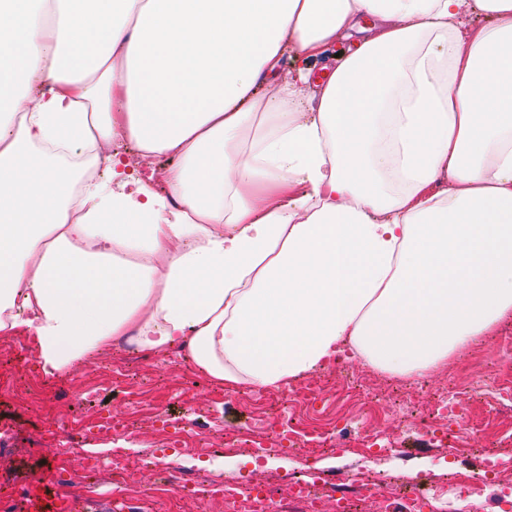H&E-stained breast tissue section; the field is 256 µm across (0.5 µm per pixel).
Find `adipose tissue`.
<instances>
[{
	"instance_id": "adipose-tissue-1",
	"label": "adipose tissue",
	"mask_w": 512,
	"mask_h": 512,
	"mask_svg": "<svg viewBox=\"0 0 512 512\" xmlns=\"http://www.w3.org/2000/svg\"><path fill=\"white\" fill-rule=\"evenodd\" d=\"M507 317L512 0H0V332L44 373L128 343L258 390L347 347L416 378ZM351 46V42L343 38L339 39L335 46L322 58L310 60L308 62L300 61L292 52H288L286 56L284 67L280 75L277 77L278 81H288L297 75L298 68H305L309 71L308 86L314 89L317 85L321 84L331 73V68L336 63V53L347 52ZM322 77L324 79H322ZM121 151L133 163L139 172V176L146 179L153 169H165L174 163V160L168 155H157L148 159H140L134 149L127 145Z\"/></svg>"
}]
</instances>
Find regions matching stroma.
I'll return each instance as SVG.
<instances>
[{
    "label": "stroma",
    "mask_w": 512,
    "mask_h": 512,
    "mask_svg": "<svg viewBox=\"0 0 512 512\" xmlns=\"http://www.w3.org/2000/svg\"><path fill=\"white\" fill-rule=\"evenodd\" d=\"M350 46V41L338 40L333 52L305 63L288 54L279 78L290 80L302 67L310 86H317L329 76L337 54ZM508 336L512 317L493 335L450 358L447 366L422 377V389L412 394L415 408L429 407L436 389L452 378L479 379L486 367L500 361ZM16 337L27 349L28 370L36 375L27 390L20 384L26 370L12 377L0 375V424L12 428L7 444H0V482L11 484L18 496L31 481H51L56 489L83 501L85 512H174L173 488L182 482L214 486L231 479L274 491L306 473L316 479L323 512H336L335 488L353 490L369 473L380 472L398 485L422 481L444 488L449 473L467 478L491 455L498 461L495 482L482 495L477 512H500L502 502L512 499V411L492 412L486 385L458 397L467 423L452 454L424 427H403L388 417L376 421L374 428L383 436L397 435L398 448L381 455H367L359 448L288 456H265L243 447L212 453L201 447L202 438L246 428L266 411L258 390H228L177 348L132 352L120 343L50 376L37 359L35 338L24 331ZM71 386L80 392L77 410L128 424L127 432L109 438L88 436L83 450L103 460L116 456L128 461L130 475L101 471L92 477L93 488H83L74 480L80 472L75 454L70 471L58 474L60 444L42 439L41 430L48 417L65 414L61 394ZM177 439L182 442L178 448L173 445Z\"/></svg>",
    "instance_id": "stroma-1"
}]
</instances>
